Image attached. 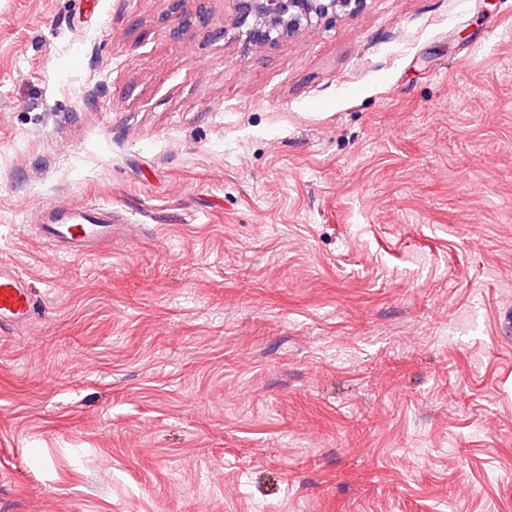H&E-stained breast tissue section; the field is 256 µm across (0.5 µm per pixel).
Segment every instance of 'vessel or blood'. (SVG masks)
I'll list each match as a JSON object with an SVG mask.
<instances>
[{"mask_svg":"<svg viewBox=\"0 0 512 512\" xmlns=\"http://www.w3.org/2000/svg\"><path fill=\"white\" fill-rule=\"evenodd\" d=\"M115 227L104 209L74 208L57 223L37 225L40 238L70 258L96 255L112 241ZM34 318V294L21 268L0 262V330L29 326Z\"/></svg>","mask_w":512,"mask_h":512,"instance_id":"b4317fda","label":"vessel or blood"}]
</instances>
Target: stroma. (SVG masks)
<instances>
[{"instance_id":"35a3bbf8","label":"stroma","mask_w":512,"mask_h":512,"mask_svg":"<svg viewBox=\"0 0 512 512\" xmlns=\"http://www.w3.org/2000/svg\"><path fill=\"white\" fill-rule=\"evenodd\" d=\"M231 8L0 0V512H512V0ZM234 37L254 47L274 44L283 34L330 22L338 11H356L364 0H230ZM57 220L58 224H38L40 238L55 248L57 253L70 258L96 255L112 243L116 225L106 210L95 207L74 208ZM34 318V294L21 268L0 262V330L29 326Z\"/></svg>"}]
</instances>
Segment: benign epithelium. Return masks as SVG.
I'll use <instances>...</instances> for the list:
<instances>
[{
	"label": "benign epithelium",
	"mask_w": 512,
	"mask_h": 512,
	"mask_svg": "<svg viewBox=\"0 0 512 512\" xmlns=\"http://www.w3.org/2000/svg\"><path fill=\"white\" fill-rule=\"evenodd\" d=\"M234 37L249 45L274 44L311 26L330 22L339 11H356L364 0H231Z\"/></svg>",
	"instance_id": "benign-epithelium-1"
}]
</instances>
